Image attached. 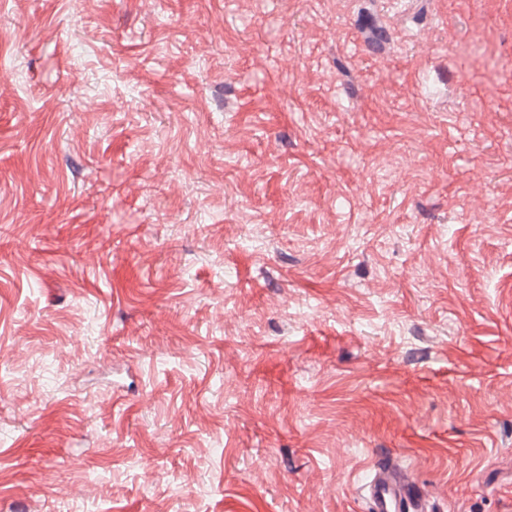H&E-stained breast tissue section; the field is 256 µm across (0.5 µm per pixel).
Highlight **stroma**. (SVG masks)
Returning a JSON list of instances; mask_svg holds the SVG:
<instances>
[{"mask_svg":"<svg viewBox=\"0 0 512 512\" xmlns=\"http://www.w3.org/2000/svg\"><path fill=\"white\" fill-rule=\"evenodd\" d=\"M0 512H512V0H0ZM374 476L362 487L369 512H429L427 495L397 462L378 458L371 465Z\"/></svg>","mask_w":512,"mask_h":512,"instance_id":"stroma-1","label":"stroma"}]
</instances>
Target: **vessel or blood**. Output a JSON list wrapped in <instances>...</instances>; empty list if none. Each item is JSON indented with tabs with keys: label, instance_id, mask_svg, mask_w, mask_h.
<instances>
[{
	"label": "vessel or blood",
	"instance_id": "obj_1",
	"mask_svg": "<svg viewBox=\"0 0 512 512\" xmlns=\"http://www.w3.org/2000/svg\"><path fill=\"white\" fill-rule=\"evenodd\" d=\"M372 469V480L362 488L368 512H430L427 495L397 462L379 458Z\"/></svg>",
	"mask_w": 512,
	"mask_h": 512
}]
</instances>
